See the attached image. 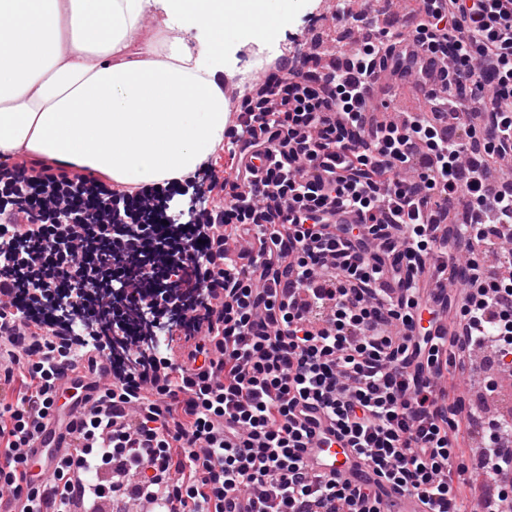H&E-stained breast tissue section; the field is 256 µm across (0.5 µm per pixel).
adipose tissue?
<instances>
[{"mask_svg": "<svg viewBox=\"0 0 512 512\" xmlns=\"http://www.w3.org/2000/svg\"><path fill=\"white\" fill-rule=\"evenodd\" d=\"M224 0H0V160L135 191L224 142Z\"/></svg>", "mask_w": 512, "mask_h": 512, "instance_id": "ef3b65f1", "label": "adipose tissue"}]
</instances>
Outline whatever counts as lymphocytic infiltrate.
<instances>
[{
  "mask_svg": "<svg viewBox=\"0 0 512 512\" xmlns=\"http://www.w3.org/2000/svg\"><path fill=\"white\" fill-rule=\"evenodd\" d=\"M421 51L448 60L439 80ZM384 65L429 111L374 122ZM226 137L238 165L201 224L168 226L159 184L25 185V163L0 164V512H97L109 493L152 512H385L390 492L461 512L471 460L435 379L450 357L512 345V277L483 263L512 233V179L487 178L489 159H512V0H422L345 66L257 79ZM462 195L468 223L446 225ZM342 209L359 223H337ZM461 253L464 291L428 292L433 257ZM156 325L188 342L179 360ZM66 361L84 381L56 408ZM312 407L376 481L309 471ZM50 410L77 416V446L44 482L25 450ZM506 431L480 453L512 483Z\"/></svg>",
  "mask_w": 512,
  "mask_h": 512,
  "instance_id": "obj_1",
  "label": "lymphocytic infiltrate"
}]
</instances>
